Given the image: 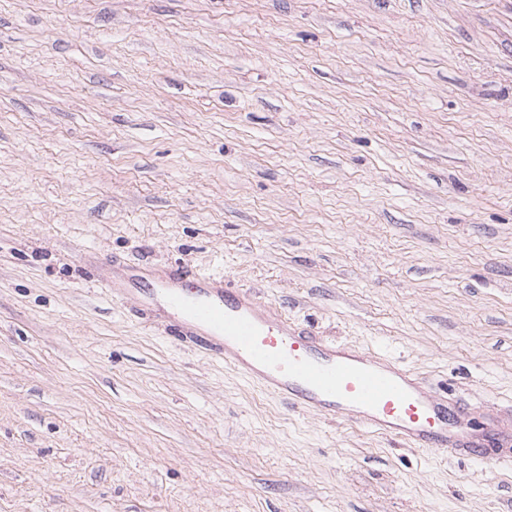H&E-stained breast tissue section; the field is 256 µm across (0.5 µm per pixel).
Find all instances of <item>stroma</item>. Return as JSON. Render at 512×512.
<instances>
[{
  "mask_svg": "<svg viewBox=\"0 0 512 512\" xmlns=\"http://www.w3.org/2000/svg\"><path fill=\"white\" fill-rule=\"evenodd\" d=\"M177 265L512 410V0H0V512H512L100 288Z\"/></svg>",
  "mask_w": 512,
  "mask_h": 512,
  "instance_id": "35a3bbf8",
  "label": "stroma"
}]
</instances>
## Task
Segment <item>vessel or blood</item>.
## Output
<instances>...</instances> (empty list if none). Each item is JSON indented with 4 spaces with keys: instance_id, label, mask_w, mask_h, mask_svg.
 <instances>
[{
    "instance_id": "b4317fda",
    "label": "vessel or blood",
    "mask_w": 512,
    "mask_h": 512,
    "mask_svg": "<svg viewBox=\"0 0 512 512\" xmlns=\"http://www.w3.org/2000/svg\"><path fill=\"white\" fill-rule=\"evenodd\" d=\"M139 299L148 307L162 302L186 335L295 409L352 422L414 448L464 450L498 462L512 457V419L486 412L480 428H473L398 361L316 339L251 289L223 277L179 267L143 281Z\"/></svg>"
}]
</instances>
